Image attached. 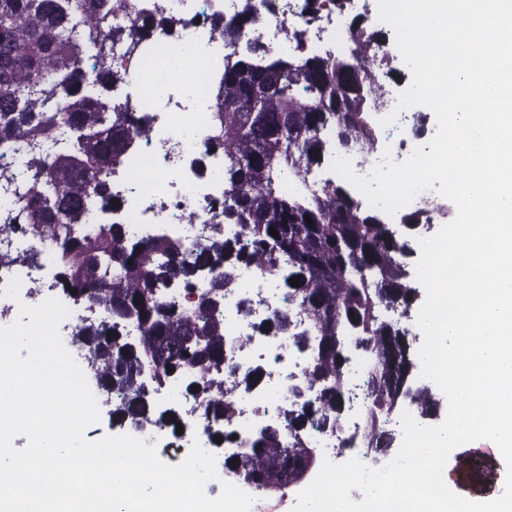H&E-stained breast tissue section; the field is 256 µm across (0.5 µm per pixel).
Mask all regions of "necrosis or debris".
Segmentation results:
<instances>
[{"label": "necrosis or debris", "mask_w": 512, "mask_h": 512, "mask_svg": "<svg viewBox=\"0 0 512 512\" xmlns=\"http://www.w3.org/2000/svg\"><path fill=\"white\" fill-rule=\"evenodd\" d=\"M167 15L176 17L180 25L175 34L157 30L147 42L136 44L123 39L112 47L114 65L122 67L128 81L137 84L131 95L132 118L146 121L147 132L139 137L114 184L122 199L119 209L112 213L113 221L126 225L131 238L150 236L163 225L180 237L191 250L207 244L204 228L224 221V160L207 149L211 135L212 97L210 88L216 73L224 66V40L213 28L197 23V0H158ZM263 22L244 30L243 40L263 42L278 40L280 50H289L288 42L280 35L284 23L304 24L306 0H271L259 7ZM193 74V88H183V74ZM183 88L190 99V108L174 106V91ZM397 99H389L385 113L393 120L385 126L381 147L373 155L354 151L350 154L355 173L368 175L384 155L399 159L397 134L409 133L414 115L409 110H398ZM27 148H19L12 155L0 158V169L6 175L0 179V254L18 255L28 246L26 238L11 233L8 226L14 216L18 194L29 186ZM19 281V296H7L11 281ZM59 292L48 280L44 268L29 264L0 262V327L13 324V311L20 304L37 305ZM253 303L252 315L240 313L242 298ZM68 316L60 323L58 333L66 350L74 356H83L78 341L80 329L88 322H106L110 315L104 308L93 313L72 298L64 299ZM284 305V296L272 274H263L251 267L240 271L237 291L226 294L222 302L224 314V349L239 372L245 373L261 366L267 371L263 384L238 393L234 398V412L229 421L237 434L249 436L265 422L282 417L285 407L293 401V386H304L306 398H314L315 390L307 388L306 370L309 360L297 352L289 337L259 333L258 322L272 315ZM366 363L357 359L345 373L344 385L352 392L340 431H314L310 434L313 447L319 448L322 458L335 462L345 457L344 434L360 430L366 412L364 389ZM154 410L177 408L185 428L180 439L183 449L199 442L211 449L207 435L200 431V407L197 400L185 396L181 385L172 383L148 395Z\"/></svg>", "instance_id": "1"}]
</instances>
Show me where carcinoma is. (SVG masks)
Listing matches in <instances>:
<instances>
[{
  "label": "carcinoma",
  "instance_id": "obj_1",
  "mask_svg": "<svg viewBox=\"0 0 512 512\" xmlns=\"http://www.w3.org/2000/svg\"><path fill=\"white\" fill-rule=\"evenodd\" d=\"M307 2L311 22L324 10L345 11L348 0ZM122 7L123 0H0V151L33 148L59 127L73 133L57 154L32 158V184L8 228L55 238V283L88 308L106 307L116 323L136 320L142 332L136 343L92 322L79 333L92 375L116 397L112 424L177 430L178 419H156L144 397L149 386L185 380L204 421L215 423L213 435L233 440L219 422L233 414L231 397L259 376L226 363L220 307L248 266L284 273L286 305L269 329L310 351L307 379L319 393L289 409L283 423L253 434L243 442L250 452L225 461L224 469L261 493L306 483L317 460L307 429L339 427L344 374L358 350L370 360L367 445L375 452L389 447L394 436L378 427L379 416L409 406L423 413L436 404L409 372L416 337L382 312L404 316L416 304L411 234L437 210H408L394 234L391 216L366 206L343 179L315 188L308 180L333 153L379 144L377 112L402 77L396 57L379 53L390 31L355 16L350 52L334 56L309 47L305 30L287 27L293 50L280 54L258 41L238 47L241 30L261 22L253 0H239L228 20L217 15L229 51L215 81L210 145L224 157V223L210 226L207 247L189 253L163 227L138 243L128 241L124 225L104 219L93 233L83 230L85 195L93 192L104 214L119 204L112 173L146 133L130 121L128 104L109 95L124 82L112 69V13ZM178 24L144 3L134 35L142 41L159 26ZM284 174L295 180L289 190L280 183ZM226 224L237 225L243 240L225 238ZM114 267L124 275L112 278ZM178 292L197 297L191 314L177 308Z\"/></svg>",
  "mask_w": 512,
  "mask_h": 512
}]
</instances>
